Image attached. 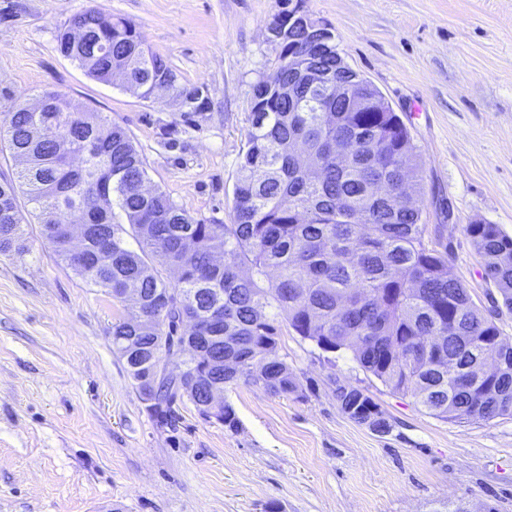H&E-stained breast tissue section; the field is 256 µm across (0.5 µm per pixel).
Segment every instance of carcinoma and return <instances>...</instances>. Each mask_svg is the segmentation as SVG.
Wrapping results in <instances>:
<instances>
[{"mask_svg":"<svg viewBox=\"0 0 512 512\" xmlns=\"http://www.w3.org/2000/svg\"><path fill=\"white\" fill-rule=\"evenodd\" d=\"M269 26L279 53H309L328 79L319 92L301 85L288 65L281 80L293 85V103L266 80L253 86L251 129L233 189V223L191 218L165 192L141 191L148 172L128 132L69 95L46 90L42 112L17 103L0 120V152L18 161L17 182L0 184V253L23 250L24 216L19 194L41 224L57 258L88 284L112 290L129 315L112 324V348L138 392L154 337L165 354L177 355L175 336L196 335L208 317L215 341L199 345L224 352V373L193 366L195 375L169 389L167 398L207 404L210 388L240 382L273 395L298 392L299 381L280 354V321L304 340L330 352L349 349L360 366L391 390L411 395L428 414L443 420L512 416V341L473 302L460 281L442 274L447 254L426 242L421 209L367 192L373 173L395 183L398 170L421 172L417 147L397 153L410 140L396 112H333L320 123V105L336 107V83L353 84L340 68L335 36L318 37L288 27V0H277ZM83 32L78 41L69 31ZM60 53L86 74L108 83L126 74L145 99L165 82L178 111L199 114L209 106L204 87L181 82L161 55L151 51L132 20L89 8L59 30ZM49 116L54 129L42 141L30 130ZM344 139L353 158L337 160L332 141ZM126 223L112 222V206ZM69 209L85 213L87 260L74 254L52 216ZM483 260L484 278L512 311V235L497 224L463 227ZM137 248L132 249L128 239ZM179 271L171 283L154 261ZM177 295L183 309L165 310ZM120 336H139L143 354L133 356ZM502 358L499 370L475 387L464 371L482 350ZM341 412L385 433L391 424L363 390L332 381Z\"/></svg>","mask_w":512,"mask_h":512,"instance_id":"cac0c4a2","label":"carcinoma"}]
</instances>
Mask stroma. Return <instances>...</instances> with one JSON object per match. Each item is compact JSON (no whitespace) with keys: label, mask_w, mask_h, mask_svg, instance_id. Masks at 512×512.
Returning <instances> with one entry per match:
<instances>
[{"label":"stroma","mask_w":512,"mask_h":512,"mask_svg":"<svg viewBox=\"0 0 512 512\" xmlns=\"http://www.w3.org/2000/svg\"><path fill=\"white\" fill-rule=\"evenodd\" d=\"M138 24L208 111L187 118L87 77L56 35L89 7ZM345 62L402 116L422 166L430 246L512 339V311L483 277L463 225L512 234V0H305ZM276 0H0V113L45 90L124 128L152 186L208 224L232 194L254 84L272 79ZM23 253L0 254V512H512V417L444 421L362 370L284 333L300 390L226 389L237 428L180 403L156 426L110 328L124 307L57 260L36 219ZM388 415L379 435L339 410L332 380Z\"/></svg>","instance_id":"35a3bbf8"}]
</instances>
